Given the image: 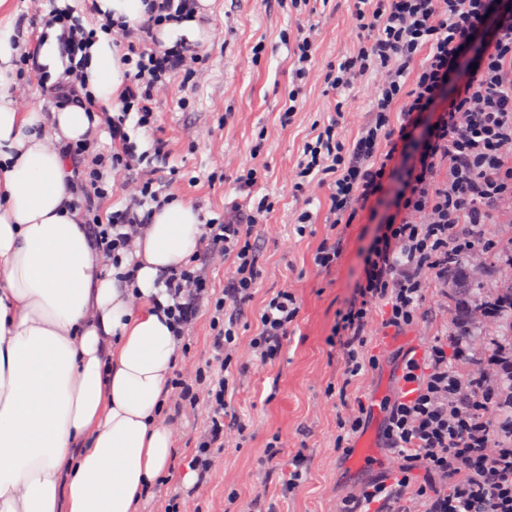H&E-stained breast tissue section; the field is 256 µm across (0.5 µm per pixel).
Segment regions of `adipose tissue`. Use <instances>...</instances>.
<instances>
[{"label":"adipose tissue","mask_w":512,"mask_h":512,"mask_svg":"<svg viewBox=\"0 0 512 512\" xmlns=\"http://www.w3.org/2000/svg\"><path fill=\"white\" fill-rule=\"evenodd\" d=\"M28 36L0 24V512H138L173 454L163 408L179 347L152 297L199 246L175 202L135 243V285L95 250L60 145L90 143L77 104L21 110L9 88ZM97 32L80 80L101 109L126 67Z\"/></svg>","instance_id":"ef3b65f1"}]
</instances>
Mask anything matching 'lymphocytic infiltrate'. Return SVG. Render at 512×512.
<instances>
[{"mask_svg":"<svg viewBox=\"0 0 512 512\" xmlns=\"http://www.w3.org/2000/svg\"><path fill=\"white\" fill-rule=\"evenodd\" d=\"M147 2L140 23L112 28L113 42L124 48L129 83L119 109L101 113L100 123L123 151L92 156L84 144L67 147L77 175L99 190L106 173L139 170L138 156L126 147L128 123L152 132L159 92L200 63L184 43L169 46L160 38L165 25L193 14L198 0ZM351 23L363 42L358 54L318 76L337 90L369 74L373 116L352 141L325 128L306 144L288 180L298 191L328 185L336 229L354 223L382 193L395 175L389 167L395 155L409 154L411 163L400 176L393 213L364 256L355 295L334 327L344 362L342 397L358 377L378 368V357L366 350L377 327L400 332L416 325L427 288L447 285L464 258L489 250L483 229L489 214L501 212L512 223V6L500 0H352ZM485 27L491 35L476 68L459 69L460 54ZM422 49L426 59L414 66ZM442 98L447 104L434 124L418 133L422 117ZM139 172L125 188L123 209L87 218L97 250L128 283L137 271L129 258L152 217L146 203L160 208L169 202L152 173ZM266 226L259 211L205 220L201 250L157 281L168 297L164 312L175 336L186 337L200 312L209 314L210 356L194 382L177 384L183 405L207 408L208 425L191 459L202 484L215 467V449L227 445L233 383L227 362L240 344L238 315L253 298L254 243ZM220 257L229 264L224 287L215 292L208 270ZM380 305L385 317L378 322L373 311ZM298 315L290 290L268 300L250 340L258 365L275 362ZM469 358L468 339L457 329L407 355L406 389L384 403L382 438L394 467L357 496L343 498L338 512H409L412 503L418 512H512V347H497L491 369L461 373Z\"/></svg>","mask_w":512,"mask_h":512,"instance_id":"lymphocytic-infiltrate-1","label":"lymphocytic infiltrate"}]
</instances>
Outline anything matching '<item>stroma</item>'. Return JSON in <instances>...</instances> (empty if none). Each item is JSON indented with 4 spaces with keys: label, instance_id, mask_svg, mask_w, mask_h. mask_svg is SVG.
<instances>
[{
    "label": "stroma",
    "instance_id": "35a3bbf8",
    "mask_svg": "<svg viewBox=\"0 0 512 512\" xmlns=\"http://www.w3.org/2000/svg\"><path fill=\"white\" fill-rule=\"evenodd\" d=\"M349 0H315L312 10L298 11L292 0H212L198 18L200 39L189 42L203 56L193 78L175 79L159 93L154 134L135 131L131 139L144 165L156 168L162 191L190 204L201 218L219 217L237 206L255 211L266 204L270 233L260 243L257 288L252 303L239 319L241 343L233 354L235 376L233 422L226 428L231 442L211 480L191 479L188 460L193 440L202 431L203 408L181 411L169 419L174 452L167 467L171 479L156 484L143 498L140 512H164L171 496L180 495L184 512H246L260 502L266 512H336L339 501L359 493L364 482L388 472L392 458L383 446V403L397 394L406 353L445 335L453 311L442 290L428 288L422 316L397 339L372 337L370 349L380 360L377 369L349 387L346 397L333 392L342 382L341 357L328 339L337 313L352 297L365 253L390 213L389 198L371 202L340 236L335 264L321 268L313 257L330 233L329 189L318 186L297 192L288 182L306 141L336 120L337 103L348 104L342 134L356 138L371 118L372 86L360 78L345 90H331L321 82L297 84L293 77L294 38L299 24L318 26L312 49L316 69H325L342 55L356 50L348 35ZM296 103L292 119H285L289 103ZM165 144L156 158L154 139ZM253 178L252 185L241 182ZM312 221L298 233L302 212ZM494 249L467 257L478 267L471 286L478 301L491 299L506 260L503 246L512 242V223L486 225ZM290 288L300 307L297 325L272 366L255 367L249 339L264 301L281 288ZM368 404L363 429L354 445L369 442L373 466L354 469L350 455L336 451L337 418L357 402ZM283 446L276 457L268 448L274 439ZM307 458V475L299 489L288 493L291 458Z\"/></svg>",
    "mask_w": 512,
    "mask_h": 512
}]
</instances>
